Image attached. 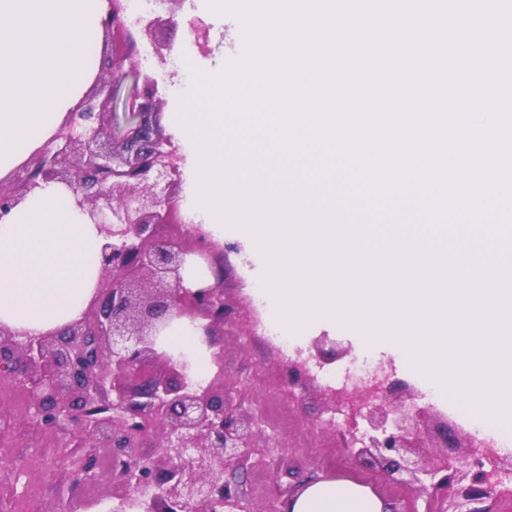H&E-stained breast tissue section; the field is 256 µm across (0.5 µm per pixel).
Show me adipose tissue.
Returning a JSON list of instances; mask_svg holds the SVG:
<instances>
[{"instance_id": "obj_1", "label": "adipose tissue", "mask_w": 512, "mask_h": 512, "mask_svg": "<svg viewBox=\"0 0 512 512\" xmlns=\"http://www.w3.org/2000/svg\"><path fill=\"white\" fill-rule=\"evenodd\" d=\"M103 239L73 203L69 188L47 183L0 218V324L40 336L80 319L100 282ZM165 348L194 356L193 376L214 371L210 354L188 324L173 327ZM281 512H393L370 486L347 478L310 481Z\"/></svg>"}]
</instances>
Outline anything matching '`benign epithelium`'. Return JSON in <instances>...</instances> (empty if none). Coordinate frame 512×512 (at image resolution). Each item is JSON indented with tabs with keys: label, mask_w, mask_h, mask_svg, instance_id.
Returning <instances> with one entry per match:
<instances>
[{
	"label": "benign epithelium",
	"mask_w": 512,
	"mask_h": 512,
	"mask_svg": "<svg viewBox=\"0 0 512 512\" xmlns=\"http://www.w3.org/2000/svg\"><path fill=\"white\" fill-rule=\"evenodd\" d=\"M106 3L99 25L112 36L109 75L77 100L50 143L0 181V219L43 183L71 190L105 240L100 285L82 318L60 330L20 336L0 325V380L29 393L35 421L74 428L86 450L69 461L71 482L97 479L100 451L121 467L126 491L99 500L102 512H250L225 474L245 464L259 435L257 418L223 375L195 381L189 356L161 344L171 325L186 318L221 362L220 336L232 318L207 235L188 228L179 240L161 236L165 225L183 223L181 180L176 152L157 126V83L134 62L138 42H157L158 29L152 21L137 31L125 19L123 0ZM188 255L206 261L213 281L184 284ZM311 349L320 368L351 354L327 336ZM306 364L290 363V383L340 408L342 396L318 384ZM343 416L325 426L340 435L355 463L422 493L446 490L462 507L512 479V467H499L491 448L494 459L484 469L472 437L417 406L413 388L382 362L359 380ZM149 417L162 452L129 464ZM463 447L471 452L462 460L448 453ZM426 448L441 452L427 458Z\"/></svg>",
	"instance_id": "obj_1"
}]
</instances>
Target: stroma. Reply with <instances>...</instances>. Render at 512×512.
Masks as SVG:
<instances>
[{
	"mask_svg": "<svg viewBox=\"0 0 512 512\" xmlns=\"http://www.w3.org/2000/svg\"><path fill=\"white\" fill-rule=\"evenodd\" d=\"M193 13L209 17L208 0H178L172 12H157L163 58L155 66L168 83L167 90L160 93L158 124L161 133L179 147L185 144L177 123L178 114L184 109L181 90L187 75H207L218 60L230 62L244 52L243 33L229 20L212 31L209 51L195 49L184 24ZM224 243L229 247L222 260L224 302L234 317L233 325L225 328L223 336L224 362L229 367L226 377L243 390L246 407L253 409L261 402L266 405L265 413L258 417L259 445L253 449L247 468L230 473L255 512H280L288 493L322 476L369 485L391 499L399 512H453L452 499L394 485L380 472L359 468L347 449L337 447L333 432L324 425L329 417L324 400L316 392L289 385L286 364L253 326L254 317L261 310L255 290L263 286L268 276L265 251L241 238L230 224L224 227ZM324 334L353 348L351 356L332 363V371L384 361L392 365L397 379L411 381L419 406H434L438 390L423 376H411L396 351L388 348L363 354L357 350V340L346 325H312L300 342L301 348L309 349L312 340ZM31 412L28 394L19 387L0 384V420L9 428L0 445L17 465L13 475L0 479V493L5 498L35 487L49 503L64 504L68 512H81V505L88 500L123 492L122 479L105 456L98 460L102 475L97 482L89 486L71 484L66 476L65 456L73 448L72 434L64 428L32 421ZM33 454L43 458L36 469L28 465Z\"/></svg>",
	"mask_w": 512,
	"mask_h": 512,
	"instance_id": "1",
	"label": "stroma"
}]
</instances>
